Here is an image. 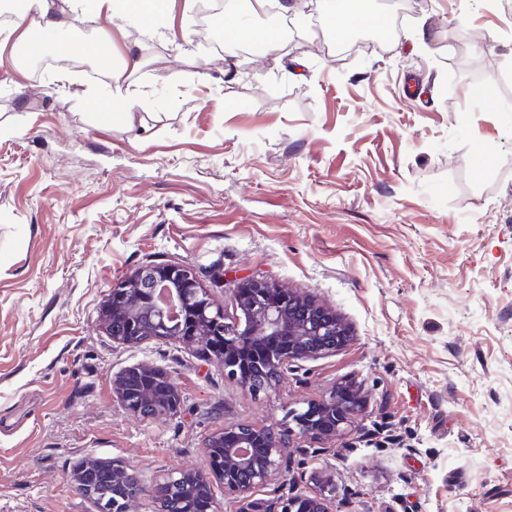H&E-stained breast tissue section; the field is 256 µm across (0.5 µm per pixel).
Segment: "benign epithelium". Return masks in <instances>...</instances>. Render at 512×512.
Masks as SVG:
<instances>
[{"label":"benign epithelium","instance_id":"benign-epithelium-1","mask_svg":"<svg viewBox=\"0 0 512 512\" xmlns=\"http://www.w3.org/2000/svg\"><path fill=\"white\" fill-rule=\"evenodd\" d=\"M233 296L236 320L227 323L191 267L145 266L112 286L102 318L117 344L188 342L202 357L221 361L226 376L249 388L254 387L257 376L266 378L269 387L296 363L333 354L350 341L348 326L313 296L253 278L239 280ZM113 386L123 408L141 418L142 408L147 406L157 415L180 408L177 385L165 370L155 366L132 365ZM364 407L363 391L348 383L323 402L295 412V426L286 430L275 433L238 426L211 436L206 443L204 471H180L147 487L135 470L116 461L111 465L112 481L123 484L127 478H135L138 490L134 498L150 496L156 512H165L169 488L181 480L190 482L210 501L214 500V486L220 484L242 498L241 512H269L270 505L252 498L253 490L287 471L282 449L295 438L317 441L344 434ZM97 467L96 461L80 467L75 478L79 494L86 493ZM132 499H125L120 512H126ZM277 512H336V505L322 494L296 491L278 502Z\"/></svg>","mask_w":512,"mask_h":512}]
</instances>
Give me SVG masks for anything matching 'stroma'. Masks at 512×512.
<instances>
[{"label":"stroma","instance_id":"obj_1","mask_svg":"<svg viewBox=\"0 0 512 512\" xmlns=\"http://www.w3.org/2000/svg\"><path fill=\"white\" fill-rule=\"evenodd\" d=\"M174 0L160 33L97 19L134 97L83 71L34 76L0 28V512H94L82 462L145 485L206 464L231 426L358 383L347 432L288 454L338 512H512V0H415L388 50H325L310 28L234 78ZM193 268L233 319L228 278L310 293L351 339L256 392L187 345L113 343L112 285ZM165 369L175 413H128L114 379Z\"/></svg>","mask_w":512,"mask_h":512}]
</instances>
